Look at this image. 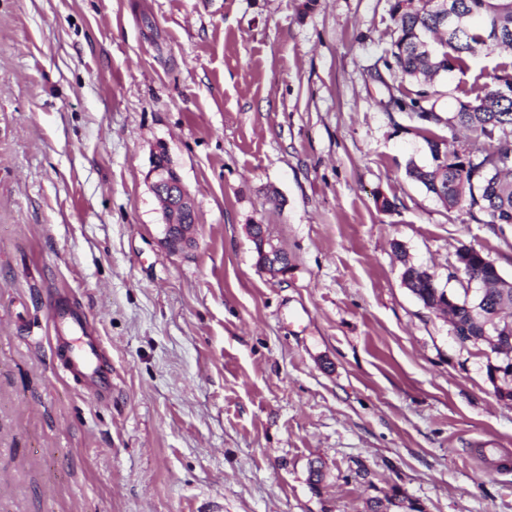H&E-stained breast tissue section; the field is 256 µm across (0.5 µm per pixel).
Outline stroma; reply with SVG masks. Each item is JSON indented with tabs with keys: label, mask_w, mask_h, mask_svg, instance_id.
Wrapping results in <instances>:
<instances>
[{
	"label": "stroma",
	"mask_w": 512,
	"mask_h": 512,
	"mask_svg": "<svg viewBox=\"0 0 512 512\" xmlns=\"http://www.w3.org/2000/svg\"><path fill=\"white\" fill-rule=\"evenodd\" d=\"M393 2L0 0V512H368L394 488L512 512L497 356L402 282L461 292L463 247L512 280V224L407 176L429 152L389 104ZM162 150L196 215L178 252ZM60 299L110 401L62 366ZM146 179L150 182L152 191L157 196L159 206L166 217L165 237L163 239L165 245L167 246L169 242L168 231L170 229L173 231L179 230L182 243L185 244L191 239L195 224H180V221L188 211L193 212L194 205L179 175L174 171L155 169V166L151 165L146 174ZM255 226L252 224L249 228L250 237L253 240H261L260 246L257 242L252 241L254 246V251L257 256V263L261 266V252H262V267L266 268L267 270L277 273V274H283L281 271L282 262H281V256L283 257L284 261L286 262V265H288V255L283 252L281 254L278 251V248L273 244L272 240L268 236L264 225H261V232L259 235L255 233ZM261 248V250H260ZM417 275L418 284L413 283L412 278L413 275ZM425 277V279L423 278ZM430 276L427 274L426 270H423L419 267H416L412 264L404 263V271L402 273V281L406 284L408 281L413 283V288L407 286L411 289L413 293L418 294V298L423 302L425 306L432 305L436 300L435 292L438 291L440 293V301H444L443 291L445 288H432L431 283L429 282ZM418 287V288H415Z\"/></svg>",
	"instance_id": "35a3bbf8"
}]
</instances>
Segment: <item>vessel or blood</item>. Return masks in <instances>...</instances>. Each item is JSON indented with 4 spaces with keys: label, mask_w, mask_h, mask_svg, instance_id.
Here are the masks:
<instances>
[{
    "label": "vessel or blood",
    "mask_w": 512,
    "mask_h": 512,
    "mask_svg": "<svg viewBox=\"0 0 512 512\" xmlns=\"http://www.w3.org/2000/svg\"><path fill=\"white\" fill-rule=\"evenodd\" d=\"M50 316L56 330L67 334L71 341L63 361L64 369L84 378L101 397H109L112 393V374L100 360L97 343L87 337L86 318L61 303L53 306Z\"/></svg>",
    "instance_id": "obj_1"
}]
</instances>
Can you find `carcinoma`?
<instances>
[{
  "mask_svg": "<svg viewBox=\"0 0 512 512\" xmlns=\"http://www.w3.org/2000/svg\"><path fill=\"white\" fill-rule=\"evenodd\" d=\"M394 0L392 13L397 25V37L391 54L402 75L415 82L418 89L399 87V96L391 97L390 104L399 109L406 107L421 121L422 131L431 163L419 166L409 162L406 174L440 199L448 208L468 206L487 213L494 224H512V0H448L450 9L466 15L472 22L463 30H444L439 27L438 16L430 0H415L402 5ZM501 28V45L487 42L485 18ZM429 43L434 57L427 55L421 42ZM490 57L493 63L492 84L473 81L458 82L453 88L458 107L448 117L434 109H426L421 101L429 97L425 84L448 73L466 74L478 54ZM458 127L468 132L471 142L458 146L431 133L433 126ZM495 143L491 150L480 147L479 142ZM465 260V268L482 276L486 286L478 302L460 299L450 294L447 303L451 326L462 324V331L473 336L472 342L490 344L485 330L495 328L499 345L492 351L500 360H512V287H505L485 256L472 248L456 253ZM402 281L417 278L411 291L418 294L424 305L436 300L443 289L432 288L427 271L403 262ZM496 365L490 363L487 373L494 383L495 394L512 401V379L497 384Z\"/></svg>",
  "mask_w": 512,
  "mask_h": 512,
  "instance_id": "1",
  "label": "carcinoma"
}]
</instances>
